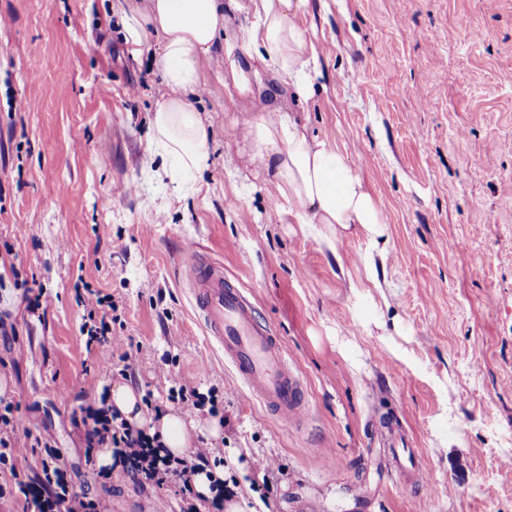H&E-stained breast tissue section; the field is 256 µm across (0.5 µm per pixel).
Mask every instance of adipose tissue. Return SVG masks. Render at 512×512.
<instances>
[{
  "label": "adipose tissue",
  "mask_w": 512,
  "mask_h": 512,
  "mask_svg": "<svg viewBox=\"0 0 512 512\" xmlns=\"http://www.w3.org/2000/svg\"><path fill=\"white\" fill-rule=\"evenodd\" d=\"M309 0H146L124 13L128 41L135 46L158 38L156 60L168 93L157 102L153 138L176 172L207 168L209 135L189 100L200 86L201 66L224 40V12L252 11L256 23L243 38L255 45L298 98H309L319 74L318 51L300 16ZM243 137L252 160L270 176L280 214L299 224L356 228L370 242L382 237L385 222L370 188L336 145L310 135L306 125L279 108L260 107L247 121ZM112 406L128 420L159 435L172 456H182L196 426L175 414L161 421L145 418L142 396L127 385L112 388Z\"/></svg>",
  "instance_id": "1"
}]
</instances>
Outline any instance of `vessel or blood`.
<instances>
[{"mask_svg": "<svg viewBox=\"0 0 512 512\" xmlns=\"http://www.w3.org/2000/svg\"><path fill=\"white\" fill-rule=\"evenodd\" d=\"M182 267L198 320L249 396L283 421L307 424L305 387L281 339L259 320L253 303L195 244L185 246Z\"/></svg>", "mask_w": 512, "mask_h": 512, "instance_id": "b4317fda", "label": "vessel or blood"}]
</instances>
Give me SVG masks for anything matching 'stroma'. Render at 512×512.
Listing matches in <instances>:
<instances>
[{
    "label": "stroma",
    "mask_w": 512,
    "mask_h": 512,
    "mask_svg": "<svg viewBox=\"0 0 512 512\" xmlns=\"http://www.w3.org/2000/svg\"><path fill=\"white\" fill-rule=\"evenodd\" d=\"M126 8L0 0V395L17 435L50 441L74 493L110 512H179L180 486L123 466L93 474L79 424L103 388L144 394L164 370L216 388L224 423L195 414L192 445L223 447L226 475L265 512H415L388 424L443 486L430 512H512V0H309L321 75L306 102L243 41L253 14L225 12L224 48L190 98L209 165L179 184L150 125L167 92L158 42L132 49ZM258 102L336 143L383 212L386 245H329L282 220L238 135ZM190 241L280 336L310 423L249 400L208 341L182 281ZM83 282L118 305L106 367L80 333ZM268 460L281 472L265 474Z\"/></svg>",
    "instance_id": "1"
}]
</instances>
